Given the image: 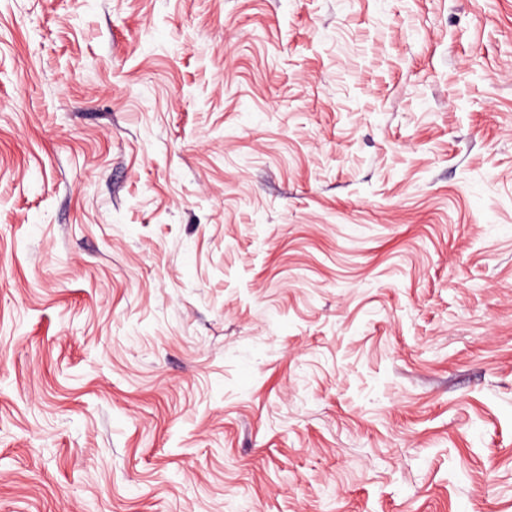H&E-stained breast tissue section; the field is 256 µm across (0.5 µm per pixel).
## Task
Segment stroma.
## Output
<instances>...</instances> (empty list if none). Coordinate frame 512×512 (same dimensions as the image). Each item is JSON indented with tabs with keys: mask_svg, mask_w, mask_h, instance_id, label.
<instances>
[{
	"mask_svg": "<svg viewBox=\"0 0 512 512\" xmlns=\"http://www.w3.org/2000/svg\"><path fill=\"white\" fill-rule=\"evenodd\" d=\"M0 512H512V0H0Z\"/></svg>",
	"mask_w": 512,
	"mask_h": 512,
	"instance_id": "1",
	"label": "stroma"
}]
</instances>
